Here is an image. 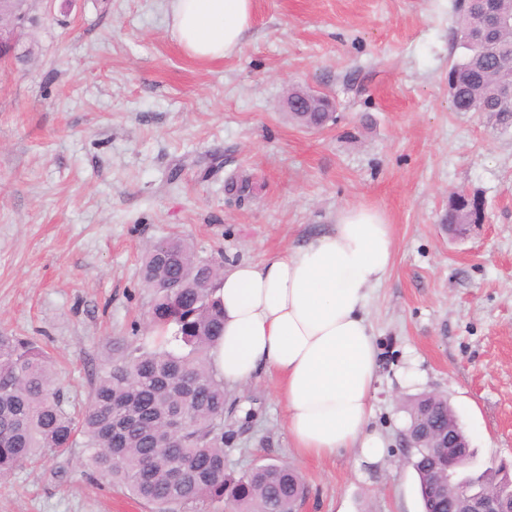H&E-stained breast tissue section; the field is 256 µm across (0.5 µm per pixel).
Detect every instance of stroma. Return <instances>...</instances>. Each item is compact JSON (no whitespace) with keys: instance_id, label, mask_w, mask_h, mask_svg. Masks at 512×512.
<instances>
[{"instance_id":"stroma-1","label":"stroma","mask_w":512,"mask_h":512,"mask_svg":"<svg viewBox=\"0 0 512 512\" xmlns=\"http://www.w3.org/2000/svg\"><path fill=\"white\" fill-rule=\"evenodd\" d=\"M31 13L27 62L0 69V331L46 348L70 404L87 403L114 341L151 343L147 246L180 236L203 259L260 262L366 206L394 229L367 307L380 462L297 458L264 373L229 393L225 469L292 466L299 512H422L405 406L438 392L476 468L512 470V126L451 108L454 0H254L243 49L214 61L184 52L164 0H33ZM293 88L329 95L334 122H292ZM243 173L241 203L224 184ZM461 188L483 196L486 221L454 238L443 217ZM82 463L20 467L0 480V512H154Z\"/></svg>"}]
</instances>
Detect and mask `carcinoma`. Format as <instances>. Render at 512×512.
I'll return each instance as SVG.
<instances>
[{
    "instance_id": "cac0c4a2",
    "label": "carcinoma",
    "mask_w": 512,
    "mask_h": 512,
    "mask_svg": "<svg viewBox=\"0 0 512 512\" xmlns=\"http://www.w3.org/2000/svg\"><path fill=\"white\" fill-rule=\"evenodd\" d=\"M481 3L456 0L454 46L458 60L448 71V95L455 112H488L500 125L512 124V99L501 88L512 82V0H496L503 28L500 49L488 50L477 30ZM303 127H323L328 112H291ZM450 224H483L486 208L477 192L459 190L448 200ZM142 283L172 277L188 287L169 295L153 290L146 316L156 335L151 349L118 345V356L96 376L89 405L75 415L56 384L52 359L36 341L0 334V478L25 463L60 457L83 448L85 475L111 484L167 512L228 501L235 512H296L305 494L298 472L277 462L259 464L234 476L224 469V381L212 369L211 351L224 329L214 283L223 265L200 259L185 238L151 245L142 262ZM435 429L453 425L445 398L425 393L407 407L408 425L427 410ZM187 414L186 428L170 432L171 414ZM424 512H448V497L428 494L434 475L447 468L446 452L418 448L412 456ZM485 494L512 492V477L492 465L472 473Z\"/></svg>"
}]
</instances>
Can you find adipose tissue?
Masks as SVG:
<instances>
[{
  "instance_id": "1",
  "label": "adipose tissue",
  "mask_w": 512,
  "mask_h": 512,
  "mask_svg": "<svg viewBox=\"0 0 512 512\" xmlns=\"http://www.w3.org/2000/svg\"><path fill=\"white\" fill-rule=\"evenodd\" d=\"M253 0H167L171 30L188 56L218 60L242 49ZM394 232L373 208L341 209L330 233L260 263L228 264L217 285L224 332L213 368L237 388L274 374L292 448L324 460L342 449L378 463L368 428L378 354L366 306L388 273Z\"/></svg>"
}]
</instances>
